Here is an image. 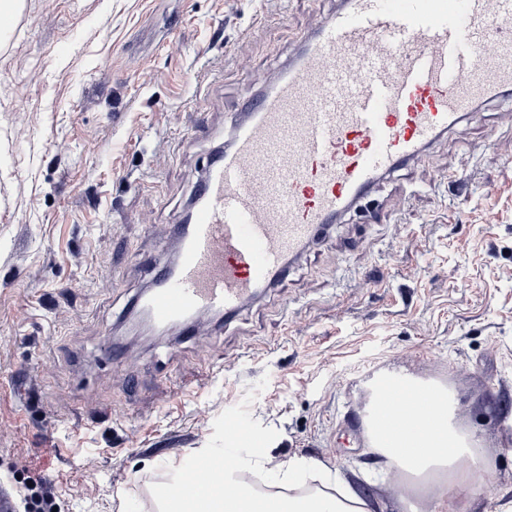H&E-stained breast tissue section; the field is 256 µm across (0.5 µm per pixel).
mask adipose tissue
I'll use <instances>...</instances> for the list:
<instances>
[{
    "label": "adipose tissue",
    "mask_w": 512,
    "mask_h": 512,
    "mask_svg": "<svg viewBox=\"0 0 512 512\" xmlns=\"http://www.w3.org/2000/svg\"><path fill=\"white\" fill-rule=\"evenodd\" d=\"M371 441L376 451L395 464L398 473L415 477L443 475L450 512H470L471 504L459 490L472 480L473 472L461 467L460 462L474 457L479 441L475 435L450 424L447 414L420 418L413 430L396 439L372 429ZM285 502L287 512H369L367 502L358 495L316 484L310 486L308 493L289 494Z\"/></svg>",
    "instance_id": "obj_1"
}]
</instances>
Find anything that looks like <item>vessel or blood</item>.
<instances>
[{"mask_svg": "<svg viewBox=\"0 0 512 512\" xmlns=\"http://www.w3.org/2000/svg\"><path fill=\"white\" fill-rule=\"evenodd\" d=\"M494 45L496 60L483 50ZM512 95V0H345L241 113L233 143L198 182L177 259L141 304L159 323L235 314L379 178L458 127L479 101ZM433 392L383 380L373 414L398 425ZM236 463L189 461L161 489L195 512L198 487L234 491Z\"/></svg>", "mask_w": 512, "mask_h": 512, "instance_id": "obj_1", "label": "vessel or blood"}]
</instances>
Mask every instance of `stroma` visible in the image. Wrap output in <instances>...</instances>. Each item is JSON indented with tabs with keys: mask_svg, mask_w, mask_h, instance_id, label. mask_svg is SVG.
<instances>
[{
	"mask_svg": "<svg viewBox=\"0 0 512 512\" xmlns=\"http://www.w3.org/2000/svg\"><path fill=\"white\" fill-rule=\"evenodd\" d=\"M341 0H23L0 39V487L162 512L192 457L269 484L306 460L403 512L366 390L449 388L480 440L471 512H512V100L380 179L231 319L136 335L238 112ZM369 280L360 288L359 280ZM237 419L258 440L226 445Z\"/></svg>",
	"mask_w": 512,
	"mask_h": 512,
	"instance_id": "35a3bbf8",
	"label": "stroma"
}]
</instances>
